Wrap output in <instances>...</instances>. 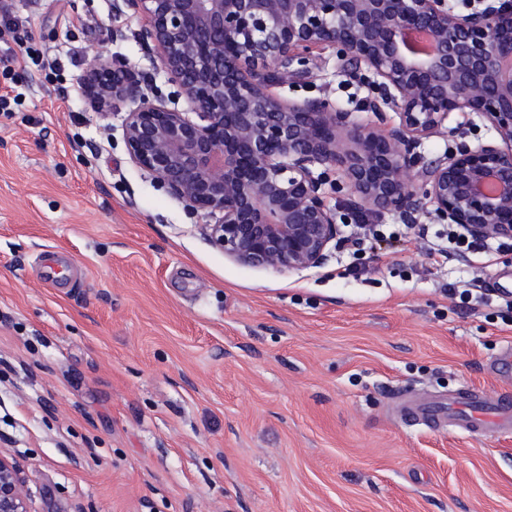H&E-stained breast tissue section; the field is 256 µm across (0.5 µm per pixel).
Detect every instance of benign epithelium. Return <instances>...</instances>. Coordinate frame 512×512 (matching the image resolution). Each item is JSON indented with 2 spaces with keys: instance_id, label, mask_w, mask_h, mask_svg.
<instances>
[{
  "instance_id": "obj_1",
  "label": "benign epithelium",
  "mask_w": 512,
  "mask_h": 512,
  "mask_svg": "<svg viewBox=\"0 0 512 512\" xmlns=\"http://www.w3.org/2000/svg\"><path fill=\"white\" fill-rule=\"evenodd\" d=\"M144 18L141 43L177 90L117 59L91 56L90 104L121 103L131 161L192 213L224 256L276 272L321 266L347 217L325 185L346 188L351 215L379 208L413 223L429 209L476 240H512V0L467 14L448 0H114ZM410 32L426 34L422 53ZM316 49L363 64L398 124L365 123L327 100L282 101L271 88L306 78ZM185 101L188 108L179 107ZM497 135L430 164L418 152L454 111ZM324 172L317 174L314 168ZM336 168L338 179L325 171ZM0 512H29L15 464L0 456Z\"/></svg>"
}]
</instances>
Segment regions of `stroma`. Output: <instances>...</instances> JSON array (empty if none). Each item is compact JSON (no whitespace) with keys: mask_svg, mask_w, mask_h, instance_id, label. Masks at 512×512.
<instances>
[{"mask_svg":"<svg viewBox=\"0 0 512 512\" xmlns=\"http://www.w3.org/2000/svg\"><path fill=\"white\" fill-rule=\"evenodd\" d=\"M46 68L16 69L0 112V454L29 512H512V432L404 425L393 399L476 386L512 393L494 365L512 344L501 290L512 241L486 267L420 238L384 237L346 273H278L225 258L130 159L124 110L82 86L94 51L174 87L113 0H12ZM365 67L323 53L275 87L284 101L371 96ZM461 111L423 141L433 162L494 141ZM70 282L38 276L43 251ZM478 282L458 307L447 284Z\"/></svg>","mask_w":512,"mask_h":512,"instance_id":"35a3bbf8","label":"stroma"}]
</instances>
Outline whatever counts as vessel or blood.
<instances>
[{
    "label": "vessel or blood",
    "mask_w": 512,
    "mask_h": 512,
    "mask_svg": "<svg viewBox=\"0 0 512 512\" xmlns=\"http://www.w3.org/2000/svg\"><path fill=\"white\" fill-rule=\"evenodd\" d=\"M40 275L48 282L67 278L68 270L58 254L45 255ZM398 410L410 427L430 430L453 429L479 433L488 429L512 430V399L493 397L478 388H466L453 396H432L422 401H401Z\"/></svg>",
    "instance_id": "vessel-or-blood-1"
}]
</instances>
